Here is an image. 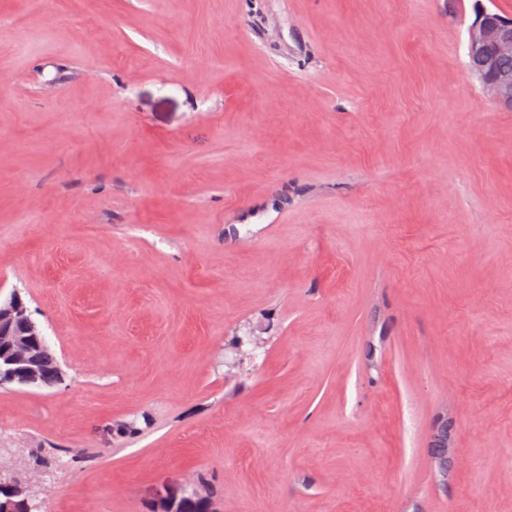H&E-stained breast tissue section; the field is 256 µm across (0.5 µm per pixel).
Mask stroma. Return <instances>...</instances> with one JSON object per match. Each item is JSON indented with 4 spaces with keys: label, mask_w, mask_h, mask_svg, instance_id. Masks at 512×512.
Listing matches in <instances>:
<instances>
[{
    "label": "stroma",
    "mask_w": 512,
    "mask_h": 512,
    "mask_svg": "<svg viewBox=\"0 0 512 512\" xmlns=\"http://www.w3.org/2000/svg\"><path fill=\"white\" fill-rule=\"evenodd\" d=\"M512 0H0V388L39 512H512ZM265 344L224 381V345ZM448 428L452 465L431 446ZM468 56L486 91L512 111V70L500 66L502 58L512 57V18L480 9L469 29ZM15 325L17 330L22 328L23 335H11L12 326ZM0 335L14 336L9 343V355L3 359L0 351V374L4 372L7 375L21 373L24 381L29 384V388L37 386V375L32 367V340L25 336H45L39 326L31 318L30 311L22 300L21 296L13 292L2 301L0 299ZM3 364V369H2ZM24 381L15 378L13 380L0 381V386L10 384L24 385ZM42 378L38 383L39 388L51 387L62 379V369L55 353L50 350L41 363Z\"/></svg>",
    "instance_id": "35a3bbf8"
}]
</instances>
